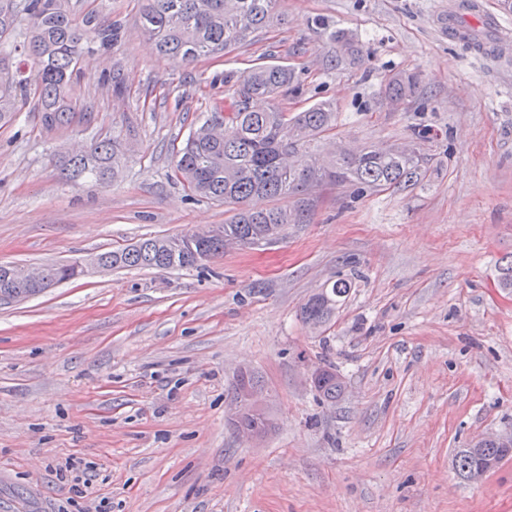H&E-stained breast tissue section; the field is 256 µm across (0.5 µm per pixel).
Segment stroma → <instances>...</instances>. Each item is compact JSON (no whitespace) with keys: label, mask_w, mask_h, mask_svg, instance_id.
I'll list each match as a JSON object with an SVG mask.
<instances>
[{"label":"stroma","mask_w":512,"mask_h":512,"mask_svg":"<svg viewBox=\"0 0 512 512\" xmlns=\"http://www.w3.org/2000/svg\"><path fill=\"white\" fill-rule=\"evenodd\" d=\"M121 24L76 83L82 118L0 127V263H70L138 239L213 227L222 203L189 197L172 152L223 107L243 71L292 68L299 112L336 107L324 154L422 136L433 168L404 191L316 187L307 223L225 248L191 270H90L0 305V512H512V458L478 481L458 449L512 435V35L500 0H278L267 30L224 56L160 57L142 0H71ZM352 30L361 64L333 68L322 28ZM418 72L414 97L382 85ZM129 144L109 186L61 181L54 163L105 135ZM344 278L327 324L307 298ZM344 382L322 401L308 377ZM278 428L227 423L240 367ZM325 368V375L315 387L321 398L327 402H336V399L343 392V381L339 373L331 363L323 365ZM324 368L319 366L310 373V381L314 383L322 375Z\"/></svg>","instance_id":"obj_1"}]
</instances>
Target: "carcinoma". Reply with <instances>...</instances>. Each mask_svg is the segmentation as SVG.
<instances>
[{
  "mask_svg": "<svg viewBox=\"0 0 512 512\" xmlns=\"http://www.w3.org/2000/svg\"><path fill=\"white\" fill-rule=\"evenodd\" d=\"M277 0H144L141 18L160 55L191 65L203 58L221 56L254 32L272 25ZM30 22L29 35L18 40L21 16ZM120 35V25L94 11L77 19L69 0H0V127L12 123L27 104L50 130L70 128L80 120L76 112L75 80L82 73L85 46L110 50ZM328 37L332 67L355 65L363 50L349 29L332 26ZM293 72L284 65H258L246 72L224 110L212 112L194 125L176 151L174 177L193 196H201L233 209L232 218L216 230L219 238L198 239L193 233L154 236L94 256L111 269H194L224 253L231 244L258 245L280 236L290 224H302L309 215V195L329 180L359 189L405 188L421 179L428 158L415 141L358 152L341 150L330 163L320 162L311 149L327 136L336 122V107L318 103L291 113L276 103L288 92ZM420 83L416 72L403 71L387 79L385 99L399 103L415 95ZM124 149L119 137L91 143L78 155L59 161L66 180L93 179L100 184L114 180ZM269 198L294 200L295 205L267 208ZM47 286L77 279L88 268L82 262L42 265ZM499 286L512 289V255L498 263ZM27 298L41 293L35 286L9 277L0 264V286ZM349 286L339 280L313 294L301 307L306 324L328 322L336 303ZM316 391L327 402L343 392V381L332 364ZM500 448L480 441L475 449L462 448L455 455L457 473L468 480L485 475L488 463Z\"/></svg>",
  "mask_w": 512,
  "mask_h": 512,
  "instance_id": "obj_1",
  "label": "carcinoma"
}]
</instances>
